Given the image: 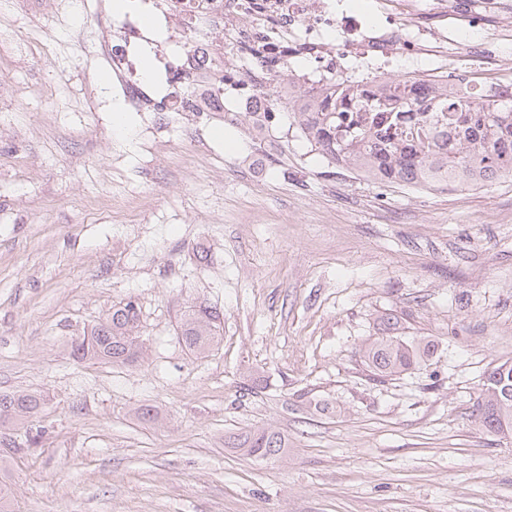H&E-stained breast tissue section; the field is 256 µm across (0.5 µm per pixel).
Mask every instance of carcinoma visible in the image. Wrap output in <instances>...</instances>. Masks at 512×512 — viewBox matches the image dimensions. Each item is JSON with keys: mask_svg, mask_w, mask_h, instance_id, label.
I'll return each mask as SVG.
<instances>
[{"mask_svg": "<svg viewBox=\"0 0 512 512\" xmlns=\"http://www.w3.org/2000/svg\"><path fill=\"white\" fill-rule=\"evenodd\" d=\"M415 81L421 93L401 91ZM304 107L290 118L312 150L331 163L352 166L368 179L456 189L512 177V97L504 99L493 88L470 97L444 80L378 75L364 84L329 81L307 96ZM360 112L374 116L364 119ZM378 322L388 335L377 336L362 348L373 375L399 376L435 356L433 341L402 335L400 317L383 314ZM220 327L221 313L202 303L185 306L179 322L181 340L194 355L219 343ZM139 337L140 308L130 300L113 307L89 335L72 341L71 356L133 363L142 354ZM477 402L484 409L472 412L478 427L512 439V361L487 370ZM42 404L38 392L0 394V414H10L17 422L32 418ZM227 445L265 459L280 455L288 442L281 433L262 428L233 436Z\"/></svg>", "mask_w": 512, "mask_h": 512, "instance_id": "obj_1", "label": "carcinoma"}]
</instances>
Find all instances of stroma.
Wrapping results in <instances>:
<instances>
[{
    "mask_svg": "<svg viewBox=\"0 0 512 512\" xmlns=\"http://www.w3.org/2000/svg\"><path fill=\"white\" fill-rule=\"evenodd\" d=\"M341 2L423 33L414 63L347 56L353 79L512 84V0ZM114 17L0 0V392L45 399L7 428L13 512H512V439L471 418L512 359V179L370 181L284 112L257 139L220 112L131 111L117 134L95 47ZM130 299L142 358L73 360ZM191 302L223 315L202 358L179 337ZM385 312L438 351L380 382L361 348ZM258 428L285 452L225 447Z\"/></svg>",
    "mask_w": 512,
    "mask_h": 512,
    "instance_id": "1",
    "label": "stroma"
}]
</instances>
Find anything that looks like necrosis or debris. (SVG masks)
<instances>
[{
    "instance_id": "necrosis-or-debris-1",
    "label": "necrosis or debris",
    "mask_w": 512,
    "mask_h": 512,
    "mask_svg": "<svg viewBox=\"0 0 512 512\" xmlns=\"http://www.w3.org/2000/svg\"><path fill=\"white\" fill-rule=\"evenodd\" d=\"M143 10L158 16L170 42L183 51L178 77L194 72L198 57L207 55L211 78L200 84L199 104L211 99L227 103L228 114L239 117L251 137L266 130L277 100L287 99L289 87L316 73H334L342 54L386 62L413 55L418 42L411 36L387 46L367 34L359 15L337 14L334 0H135L134 11L115 21L113 36L102 39L101 49L112 70L113 88L136 112L157 104L142 89L134 62V51L145 39L138 22ZM216 29L227 34L261 30L265 37L244 62L232 45H217L212 35ZM290 34L309 58L307 72H296L294 55L283 49Z\"/></svg>"
}]
</instances>
